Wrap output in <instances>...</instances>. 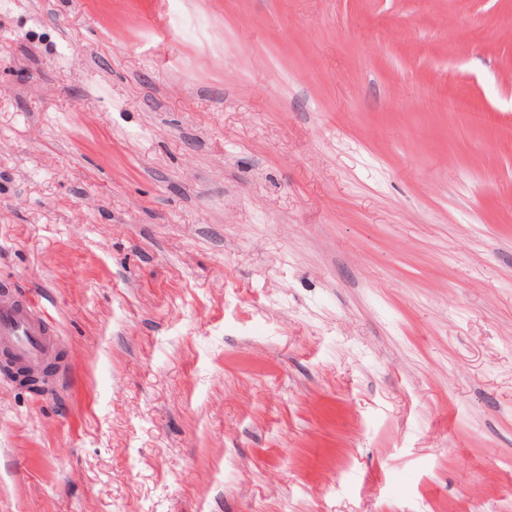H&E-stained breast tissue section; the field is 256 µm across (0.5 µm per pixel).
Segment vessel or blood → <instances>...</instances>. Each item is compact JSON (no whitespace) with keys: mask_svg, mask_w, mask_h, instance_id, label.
<instances>
[{"mask_svg":"<svg viewBox=\"0 0 512 512\" xmlns=\"http://www.w3.org/2000/svg\"><path fill=\"white\" fill-rule=\"evenodd\" d=\"M59 338L46 312L33 301L0 295V350L20 365L51 362Z\"/></svg>","mask_w":512,"mask_h":512,"instance_id":"obj_1","label":"vessel or blood"}]
</instances>
